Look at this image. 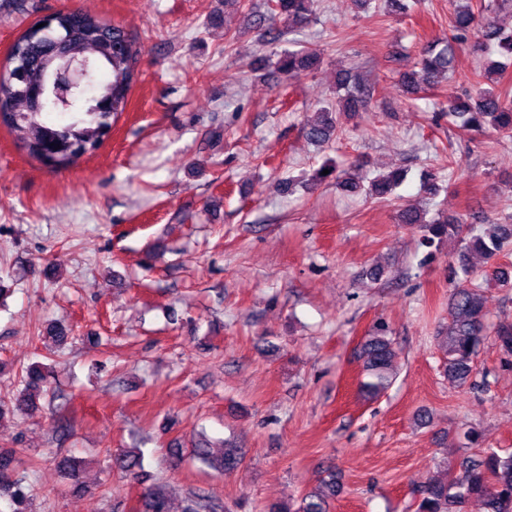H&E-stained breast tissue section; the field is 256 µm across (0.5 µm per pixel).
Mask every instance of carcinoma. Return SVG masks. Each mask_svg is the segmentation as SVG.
<instances>
[{"mask_svg":"<svg viewBox=\"0 0 512 512\" xmlns=\"http://www.w3.org/2000/svg\"><path fill=\"white\" fill-rule=\"evenodd\" d=\"M454 9L449 33L435 39L423 48L413 68L404 73L402 82L406 92L414 94L431 86L438 79L451 73L456 46L462 36L476 34L474 46L482 51L492 47L506 61H492L478 74L476 95L466 99L451 98L448 107L439 108L447 112L448 118L459 127L481 134L488 129L504 138H512V90L506 62H512V29L502 28L497 13L507 0H488L475 10L472 0H459ZM264 10L253 12L254 24L262 27L276 19L295 27L307 23L313 16V0H265ZM79 35L70 38L68 54H50L38 37L35 26H30L15 39L12 46L14 67L9 76L0 80V108L9 113L5 126L13 133L28 155L44 164L52 157L45 153L53 141L68 144L66 152L59 155L56 167L64 168L83 156H93L102 147L112 125L126 111L129 96L137 81V65L142 54L138 42L132 39L119 25H110L97 17L78 12ZM86 59L109 73V79L91 81L84 91L72 99L70 105L56 100L47 109L61 118L53 123L45 121L43 113L32 110L30 99L23 93L26 83L35 79L54 81L69 57ZM320 57L305 50L282 52L276 61L280 74L292 78L303 71L318 67ZM352 75L344 72L338 76L337 88L345 95L337 97L336 106L318 109V121L308 128L311 140L323 143L342 129L341 115L354 112L370 95L366 85L350 86ZM329 174H323V170ZM336 179V184L348 192H357L361 183L368 182V194L386 197L405 181L402 172L379 174L371 179L362 173V164L354 162L347 168L326 161L316 172V179ZM400 224H417L425 232L430 243L445 238L461 237L463 225L457 220L443 217L426 218L425 210L415 204L399 209ZM512 239L511 224L490 223L480 233L470 237L465 251L459 254L462 276L456 278L448 301V323L438 331V340L444 353L443 374L448 381L462 386L473 376L475 360L488 335H493L494 344L505 357L512 356V323L500 322L492 327L487 324L488 310L482 286L472 279L467 255L471 250L489 258L497 255L503 245ZM45 338L58 349L68 344L71 336L59 325L45 329ZM359 357L367 380L361 390L368 398H376L392 384L396 350L383 329L378 328L360 347ZM50 367L40 362L27 365L21 376V385L10 400V406L0 405V418L9 413L26 416L37 407L44 395L51 394ZM193 458L203 466L217 471H233L245 460V452L232 440L213 448L208 439L202 437L193 448ZM144 452L140 448L122 450L113 456V467L127 476L137 478L143 469ZM62 469L71 487L76 492H86L91 486L81 480V461L66 458ZM28 473L19 470L16 451L0 448V499L6 500L12 512H27L31 497ZM339 483L336 473L326 472L317 488L303 493L295 503H275L267 512H328L329 501L336 497ZM421 499L416 512H462L464 505L475 499L483 512H512V452L501 454L496 448H487L482 454L465 457L459 469L444 480H434L420 486ZM140 512H170V502L165 484L155 481L143 487ZM181 512H225L224 503L209 495L196 491L188 493Z\"/></svg>","mask_w":512,"mask_h":512,"instance_id":"1","label":"carcinoma"}]
</instances>
